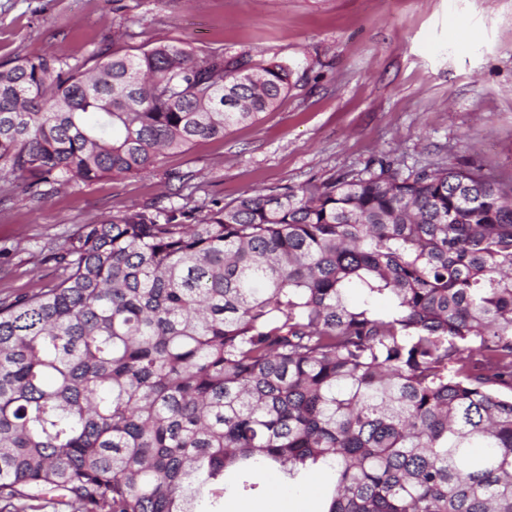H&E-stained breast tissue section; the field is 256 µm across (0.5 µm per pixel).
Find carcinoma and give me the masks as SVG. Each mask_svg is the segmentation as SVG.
I'll list each match as a JSON object with an SVG mask.
<instances>
[{
	"instance_id": "carcinoma-1",
	"label": "carcinoma",
	"mask_w": 512,
	"mask_h": 512,
	"mask_svg": "<svg viewBox=\"0 0 512 512\" xmlns=\"http://www.w3.org/2000/svg\"><path fill=\"white\" fill-rule=\"evenodd\" d=\"M0 68V179L146 175L273 112L279 62L155 42ZM0 303V512H512V186L379 162L127 211ZM329 477L317 472L316 469L306 473L299 489H288L271 485L267 490L249 496L226 495L224 498V512H231L235 506H253L256 510L264 512L275 511L288 502V508H297L298 511L288 512H319L323 510L324 499L329 490Z\"/></svg>"
}]
</instances>
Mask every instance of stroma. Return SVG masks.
<instances>
[{"instance_id":"35a3bbf8","label":"stroma","mask_w":512,"mask_h":512,"mask_svg":"<svg viewBox=\"0 0 512 512\" xmlns=\"http://www.w3.org/2000/svg\"><path fill=\"white\" fill-rule=\"evenodd\" d=\"M179 42L292 71L275 111L161 158L150 176L103 177L31 197L0 194V301L53 285L51 249L79 225L183 195L228 202L381 160L512 182V0H0V65L54 52L84 63L111 46ZM328 475L224 498L226 512H321Z\"/></svg>"}]
</instances>
